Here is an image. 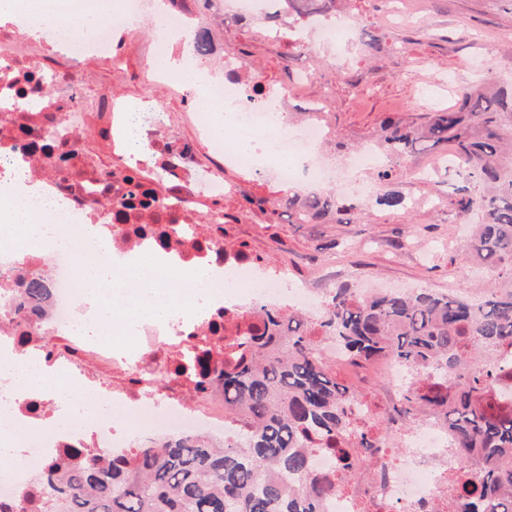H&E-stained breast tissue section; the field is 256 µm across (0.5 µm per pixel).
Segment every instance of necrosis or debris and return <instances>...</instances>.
I'll return each mask as SVG.
<instances>
[{
  "instance_id": "4bbe7bcc",
  "label": "necrosis or debris",
  "mask_w": 512,
  "mask_h": 512,
  "mask_svg": "<svg viewBox=\"0 0 512 512\" xmlns=\"http://www.w3.org/2000/svg\"><path fill=\"white\" fill-rule=\"evenodd\" d=\"M97 2L34 0L25 27L0 26V187L31 189L35 214L51 213L77 245L73 251L50 242L35 247L21 235L0 232V353L11 351L36 362L47 376L69 380L71 408L94 395L101 418L92 427L72 423L69 414H55L49 393L22 397L17 382L0 383V433L24 425L39 431L0 471V501L25 512H35V492L73 447L84 448L86 458L105 460L148 441L238 440L242 426L225 414L223 388L197 390L196 360L204 359L208 371L223 369L224 338L235 333L237 314L261 307L290 310L315 323L328 306L326 289L290 281L287 268L272 272L224 248L225 162L275 182L293 181L307 149L332 138L321 118L328 98L312 101L310 121L292 127L286 115L296 85L248 75L233 52L214 46L199 51L192 35L214 15L200 9L201 0H168L160 14L153 0H114L99 18L92 11ZM142 24L152 38L137 47L129 43V31ZM77 27L83 35L70 37ZM169 52L183 66L150 73L160 95L133 106L123 95L100 90L101 69L132 82L129 56ZM192 89L202 92L201 108L171 107V100L184 99ZM216 112L232 115L236 140L214 139ZM177 122L190 125L193 136L173 133ZM257 135L267 138L270 153L239 151V142ZM382 162L367 144L340 164L315 157L310 178L317 188L335 183L365 197L371 187L362 174ZM134 183L153 192L150 206H123ZM79 251L113 268L150 251L180 275L212 268L240 289L201 305L177 299L162 322L135 318L131 346L122 353L106 330L82 329L90 314L81 302L86 282L75 261ZM23 276L39 277L45 295L22 297ZM319 349L337 370L353 373L356 393L375 377L400 390L433 374L430 367L407 366L386 353L356 362L328 337L320 338ZM118 411L133 416L134 424L113 425ZM355 419L372 428L376 443H349L353 466L339 473L341 487L324 512H448V476L463 462L454 432L440 417L431 413L406 428L381 419L365 402Z\"/></svg>"
}]
</instances>
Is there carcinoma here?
<instances>
[{
  "label": "carcinoma",
  "mask_w": 512,
  "mask_h": 512,
  "mask_svg": "<svg viewBox=\"0 0 512 512\" xmlns=\"http://www.w3.org/2000/svg\"><path fill=\"white\" fill-rule=\"evenodd\" d=\"M386 131L397 156L421 142L451 147L463 182L457 216L478 217L463 249L495 273L497 289L473 303L426 289L364 297L342 286L314 327L263 309L229 343L224 370L203 373L224 386L225 405L243 420L241 442L170 440L106 464L66 465L61 478L43 484L46 512H322L336 483L313 468V452L324 442L347 469L337 438L351 434L367 447L372 435L354 425L355 396L317 354L316 328L354 359L388 353L433 367L442 379L404 389L395 412L411 423L425 406L455 432L472 468L448 480L458 512H512V420L487 398L500 369L486 362L488 351L512 345V91L464 87L454 108L428 113L420 129L390 124ZM302 209L312 220L347 212L320 193Z\"/></svg>",
  "instance_id": "carcinoma-1"
}]
</instances>
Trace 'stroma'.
<instances>
[{"label":"stroma","mask_w":512,"mask_h":512,"mask_svg":"<svg viewBox=\"0 0 512 512\" xmlns=\"http://www.w3.org/2000/svg\"><path fill=\"white\" fill-rule=\"evenodd\" d=\"M316 7L306 29L339 23L349 43L342 57L310 61L298 39L274 38L267 22L250 18L214 27L213 37L227 49L246 50L248 66L269 81H289L315 67L316 79L304 97L293 101L290 117L305 118L308 98L329 95L334 138L323 151L336 159L382 141L387 121L417 125L431 108L454 106L457 96L446 80L458 79L463 86L480 79L512 85V6L507 0H400L393 7L387 0H346L342 6L318 0ZM368 34L379 38L380 52L361 50ZM432 158L428 151L387 156L390 176L383 189L402 197L403 205H366L349 195L347 214L306 224L282 203L290 188L225 166L224 247L247 250L271 268L287 266L293 280L315 274L332 260L337 284L358 292L428 288L452 294L462 288L480 300L494 281L458 249L465 227L454 205L457 170L440 168L423 182L411 177L412 169ZM427 198L436 200V210L422 208ZM332 241L339 250H327Z\"/></svg>","instance_id":"1"}]
</instances>
